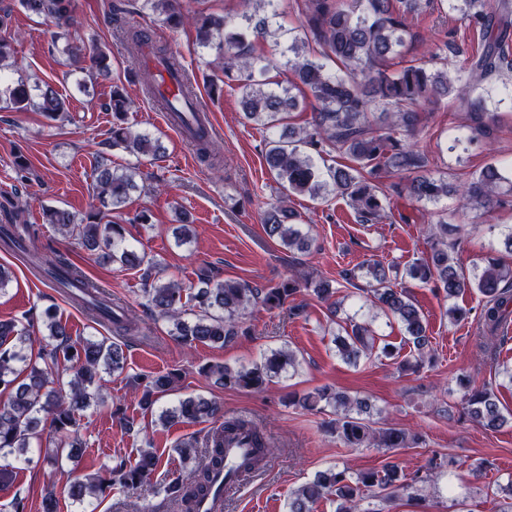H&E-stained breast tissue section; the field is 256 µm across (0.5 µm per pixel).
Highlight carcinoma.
Returning <instances> with one entry per match:
<instances>
[{
	"mask_svg": "<svg viewBox=\"0 0 512 512\" xmlns=\"http://www.w3.org/2000/svg\"><path fill=\"white\" fill-rule=\"evenodd\" d=\"M305 22L300 29H287L278 22L279 0H239L242 23L234 25L229 16L199 15L194 18L199 45L215 51L222 61L224 76L237 83L241 91L243 118L268 131L264 159L283 190L281 204L264 212L266 234L289 249L306 250L312 238L297 224L299 215L287 206L292 195H306L313 201L339 196L363 223L385 215L389 198L383 179L400 176L406 182L398 195L418 203H435L448 196L451 186L442 176L424 173L425 155L415 142L419 134L420 114L432 111L439 101L456 96L459 107L467 112H482L491 122L496 112L467 96L469 89H487L505 70L512 69V0H450L451 8L461 13L478 35V47L466 57L455 73H448L442 62L441 48L431 51L428 59L405 61L401 47L408 34L405 20L422 8L421 0H305ZM26 12L55 20L64 35H69L73 0H18ZM141 9L178 27L184 23L180 0H141ZM122 41L133 56L149 54L177 73L181 62L177 52L159 44L142 29H122ZM271 36L283 41L280 65L294 80L286 85L260 79L272 61L254 54V43ZM72 62L83 70L107 75L109 54L98 44L79 42L68 45ZM303 86L311 94V121L307 125L281 133L277 128L284 115L299 107L292 90ZM0 103L17 112H39L55 120L66 114V98L49 85L30 83L19 75L4 82ZM131 100L119 86H112L109 109L117 121L112 123L110 147L135 158V163L121 170L112 168L111 160L101 157L92 174L93 196L99 206L79 218L60 208L44 210L46 223L55 224L98 257L131 268L144 267L146 307L151 313L171 323L170 336L184 346L224 344L246 334L248 308L260 303L279 309L305 288L328 302L339 292L329 281L291 275L271 288H254L247 283L218 280L211 268L197 271L198 288L187 293L173 280L162 281L158 260L146 258L124 245L121 208L131 194L144 190L142 158L158 160L166 148L158 138L134 131L122 123ZM198 158L217 165L213 137L207 125L198 123L191 135ZM334 150L349 164L341 167L320 164L324 154ZM512 191V180L502 170L489 165L474 173L460 186L464 205L488 210L503 185ZM5 223L0 225V239L5 243H23L22 259L34 271L45 274L68 289L71 300L82 307L96 323L110 326L118 336L140 332L124 306L112 294L91 281L83 271L60 251L41 250L33 225L18 224L22 209L15 203L1 204ZM460 226L440 215L429 224L431 256L399 270L368 263L359 268L367 277L366 300L369 309L396 320L405 342L412 345L399 361V368L416 370L426 358L429 345L424 316L408 296L397 287L402 275L433 284L449 299L476 289L485 299L481 320L500 340L508 339L512 320V267L487 256L482 264L465 273L456 268L454 250ZM43 329L48 343L36 358L28 356V346L37 329ZM336 352L343 361L355 364L369 358L375 349V334L370 323L349 319L344 333L335 338ZM293 353L272 350L259 362L240 367L210 365L203 373L227 388L261 390L267 381L294 366ZM121 345L106 338L73 339L65 324L57 318L54 307L47 306L31 314L26 323L0 322V393L9 394L0 404V459L26 460L33 443H42L49 434L44 458L63 469V460L71 461L84 446L80 412L92 404L105 405L101 394L103 375L123 372ZM142 388L141 406L150 409L157 398L168 392L175 374L167 372L138 378ZM463 414L488 428H500L512 420L504 414L494 389L474 386L462 378ZM334 409L332 432L346 448H404L405 431L372 428L373 407L365 399L344 393L317 391L292 403L316 407L320 403ZM220 405L201 396L179 400L163 410V423L221 421ZM246 431L253 441V452L243 467V474L260 469L271 452L268 437L243 419L222 421L204 441L190 438L175 451L184 464L193 465L185 477L178 476L164 486L166 496L181 504L184 512H197L198 502L214 493V483L224 472V440ZM159 459L144 450L133 465L123 461L105 464L98 474L69 479V495L88 512L93 500L118 483L136 487L157 469ZM437 462L415 471L410 481L402 479L397 466L387 463L382 470L328 468L312 481L291 493L287 512H311L312 505L329 495L336 497V512H360V502L367 498L390 501L401 492L416 489L427 482Z\"/></svg>",
	"mask_w": 512,
	"mask_h": 512,
	"instance_id": "cac0c4a2",
	"label": "carcinoma"
}]
</instances>
